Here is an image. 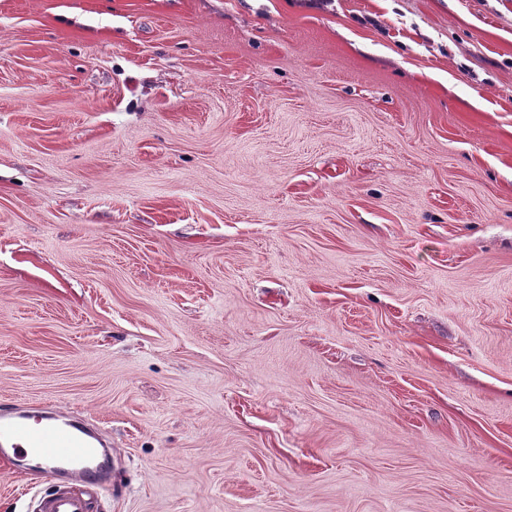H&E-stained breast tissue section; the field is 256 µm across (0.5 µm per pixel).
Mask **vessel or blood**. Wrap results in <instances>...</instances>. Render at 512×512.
Masks as SVG:
<instances>
[{
    "mask_svg": "<svg viewBox=\"0 0 512 512\" xmlns=\"http://www.w3.org/2000/svg\"><path fill=\"white\" fill-rule=\"evenodd\" d=\"M87 426L57 417H36L7 408L0 411V460L14 461L30 454L41 461L39 472L53 478L68 469L71 478L95 487L102 481L96 464L98 445ZM34 512H91L84 494L58 491L38 499Z\"/></svg>",
    "mask_w": 512,
    "mask_h": 512,
    "instance_id": "1",
    "label": "vessel or blood"
}]
</instances>
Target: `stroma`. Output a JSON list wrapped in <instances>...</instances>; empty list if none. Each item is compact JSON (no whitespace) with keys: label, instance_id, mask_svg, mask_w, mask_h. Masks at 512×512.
<instances>
[{"label":"stroma","instance_id":"stroma-1","mask_svg":"<svg viewBox=\"0 0 512 512\" xmlns=\"http://www.w3.org/2000/svg\"><path fill=\"white\" fill-rule=\"evenodd\" d=\"M0 407L96 512H512V0H0ZM58 417H36L12 408L0 411V460L13 461L30 454L40 458L37 473L50 480L57 471L69 467V476L95 487L102 481L96 464L98 448L104 445L81 423ZM91 439L96 440L94 443Z\"/></svg>","mask_w":512,"mask_h":512}]
</instances>
